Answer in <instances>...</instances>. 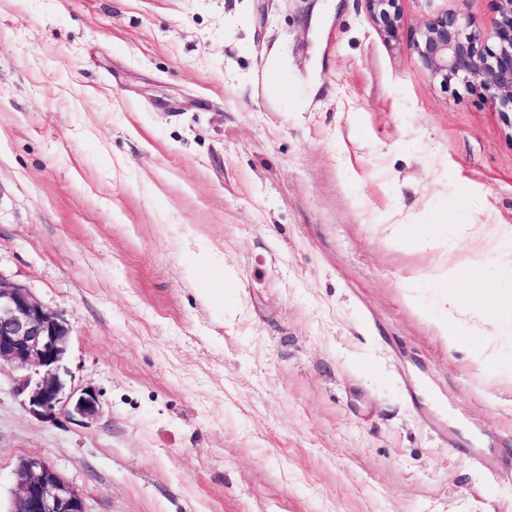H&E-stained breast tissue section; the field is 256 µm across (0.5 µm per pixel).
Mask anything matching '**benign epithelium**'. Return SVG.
I'll use <instances>...</instances> for the list:
<instances>
[{"instance_id":"benign-epithelium-1","label":"benign epithelium","mask_w":512,"mask_h":512,"mask_svg":"<svg viewBox=\"0 0 512 512\" xmlns=\"http://www.w3.org/2000/svg\"><path fill=\"white\" fill-rule=\"evenodd\" d=\"M402 0H364L378 33L387 41L401 27ZM426 18L412 41L422 68L444 84L462 80L474 85L501 112H512V0H496L497 17L484 27L467 11L468 0ZM70 330L23 285L0 275V364L19 376L17 391L28 395L33 410L93 418L96 397L68 386L62 362ZM10 512H85L81 493L41 457L22 460L15 470Z\"/></svg>"}]
</instances>
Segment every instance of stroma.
I'll return each instance as SVG.
<instances>
[{"label":"stroma","mask_w":512,"mask_h":512,"mask_svg":"<svg viewBox=\"0 0 512 512\" xmlns=\"http://www.w3.org/2000/svg\"><path fill=\"white\" fill-rule=\"evenodd\" d=\"M448 5L0 0V275L100 405L0 365V512L30 456L87 512H512V355L434 325L433 244L475 288L512 227V112L410 46ZM365 9L378 33L386 40L396 38L401 27L403 0H363Z\"/></svg>","instance_id":"1"}]
</instances>
